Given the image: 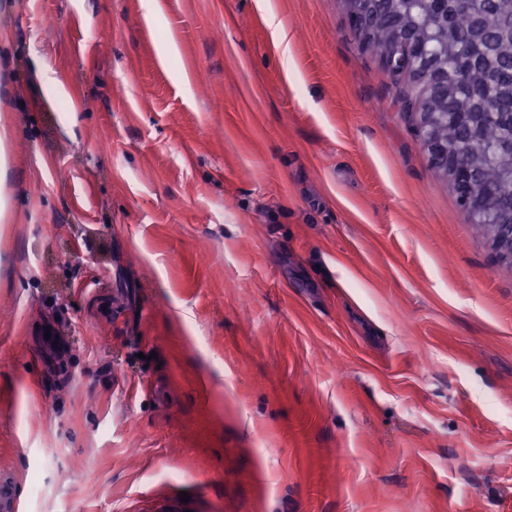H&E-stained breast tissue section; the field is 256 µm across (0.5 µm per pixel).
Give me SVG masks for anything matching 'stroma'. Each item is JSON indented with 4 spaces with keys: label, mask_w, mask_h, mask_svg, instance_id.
I'll use <instances>...</instances> for the list:
<instances>
[{
    "label": "stroma",
    "mask_w": 512,
    "mask_h": 512,
    "mask_svg": "<svg viewBox=\"0 0 512 512\" xmlns=\"http://www.w3.org/2000/svg\"><path fill=\"white\" fill-rule=\"evenodd\" d=\"M271 2L287 57L257 0H0L23 512H512V269L341 0Z\"/></svg>",
    "instance_id": "obj_1"
}]
</instances>
